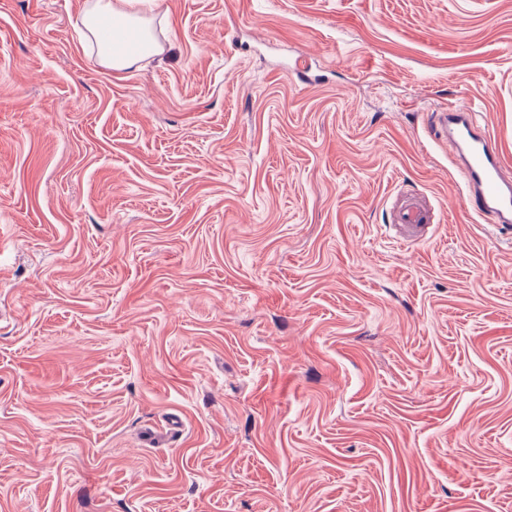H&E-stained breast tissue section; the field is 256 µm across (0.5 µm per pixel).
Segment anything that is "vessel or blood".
Returning a JSON list of instances; mask_svg holds the SVG:
<instances>
[{
    "label": "vessel or blood",
    "instance_id": "1",
    "mask_svg": "<svg viewBox=\"0 0 512 512\" xmlns=\"http://www.w3.org/2000/svg\"><path fill=\"white\" fill-rule=\"evenodd\" d=\"M436 134L454 147V160L465 180L464 200L480 218L495 228L512 225V164L507 163L495 138L480 125L475 111L458 103L440 108L433 118ZM435 222L433 208L413 194L402 195L394 210L393 226L399 243L427 242L426 231Z\"/></svg>",
    "mask_w": 512,
    "mask_h": 512
}]
</instances>
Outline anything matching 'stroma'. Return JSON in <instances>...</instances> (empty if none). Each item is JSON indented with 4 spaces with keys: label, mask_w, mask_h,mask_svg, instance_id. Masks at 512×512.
<instances>
[{
    "label": "stroma",
    "mask_w": 512,
    "mask_h": 512,
    "mask_svg": "<svg viewBox=\"0 0 512 512\" xmlns=\"http://www.w3.org/2000/svg\"><path fill=\"white\" fill-rule=\"evenodd\" d=\"M87 3L0 0V512H512V234L430 131L512 163V0H159L122 73ZM435 112V136L452 143L455 163L464 176V201L476 216L490 220L493 227L510 228L512 167L504 160L495 138L467 105L453 104ZM434 209L413 194L402 195L395 206L391 224L399 227L402 234L398 243L423 244L429 240L425 231L435 224Z\"/></svg>",
    "instance_id": "1"
}]
</instances>
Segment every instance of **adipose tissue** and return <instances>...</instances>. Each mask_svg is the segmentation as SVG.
Returning a JSON list of instances; mask_svg holds the SVG:
<instances>
[{"label": "adipose tissue", "instance_id": "adipose-tissue-1", "mask_svg": "<svg viewBox=\"0 0 512 512\" xmlns=\"http://www.w3.org/2000/svg\"><path fill=\"white\" fill-rule=\"evenodd\" d=\"M149 0H93L83 16L84 30L98 36L102 17H110L117 35L112 45H99L98 54L104 67L115 72L126 71L141 60L156 55L160 47L155 41L142 7Z\"/></svg>", "mask_w": 512, "mask_h": 512}]
</instances>
